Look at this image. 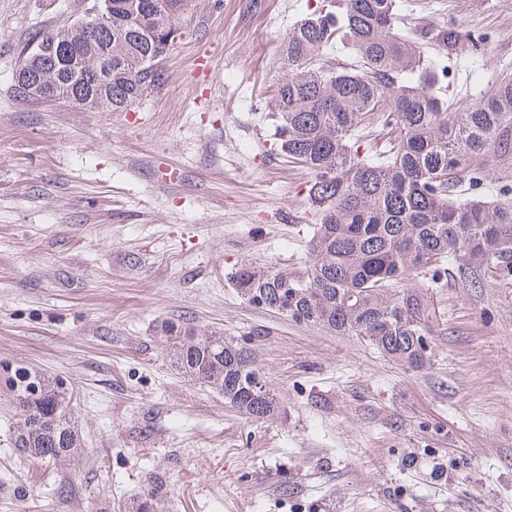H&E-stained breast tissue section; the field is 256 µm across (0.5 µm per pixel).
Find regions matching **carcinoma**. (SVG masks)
Returning a JSON list of instances; mask_svg holds the SVG:
<instances>
[{
    "mask_svg": "<svg viewBox=\"0 0 512 512\" xmlns=\"http://www.w3.org/2000/svg\"><path fill=\"white\" fill-rule=\"evenodd\" d=\"M190 0H112V81L102 80L96 52L67 29L37 33L75 43L68 87H99L93 108L124 112L164 81L157 57L171 33H181ZM399 0H331L289 30L282 75L268 117L278 155L310 175L307 194L317 224L307 259L297 271L245 261L229 277L250 303L341 336H359L379 353L420 366L427 354L413 337L430 335L433 312L416 277L440 287L447 262L512 275V183L496 199L484 185L489 158L512 153V78L496 81L463 104L448 80V63L474 49L470 33L453 26L407 35L396 20ZM351 61L328 64L337 46ZM29 79L56 73L54 64L26 54ZM382 121L389 139L360 153V132ZM169 363L190 381L224 395L251 422L270 419L277 402L263 381L253 350L221 329L164 320L156 326ZM0 404L17 416L8 448L16 458L67 468L84 448L75 425L74 391L45 370L0 362ZM157 488L137 497L131 512H166Z\"/></svg>",
    "mask_w": 512,
    "mask_h": 512,
    "instance_id": "1",
    "label": "carcinoma"
}]
</instances>
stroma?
Instances as JSON below:
<instances>
[{
	"label": "stroma",
	"mask_w": 512,
	"mask_h": 512,
	"mask_svg": "<svg viewBox=\"0 0 512 512\" xmlns=\"http://www.w3.org/2000/svg\"><path fill=\"white\" fill-rule=\"evenodd\" d=\"M93 3L0 0V361L73 387L84 448L69 470L19 463L0 410V512H124L157 484L168 512H512V277L429 289L418 368L229 282L306 257L308 176L275 154L262 92L321 0H193L164 82L124 112L17 96L33 35ZM402 21L478 37L458 84L512 69V0H410ZM170 318L251 348L274 418L179 375L155 333Z\"/></svg>",
	"instance_id": "35a3bbf8"
}]
</instances>
